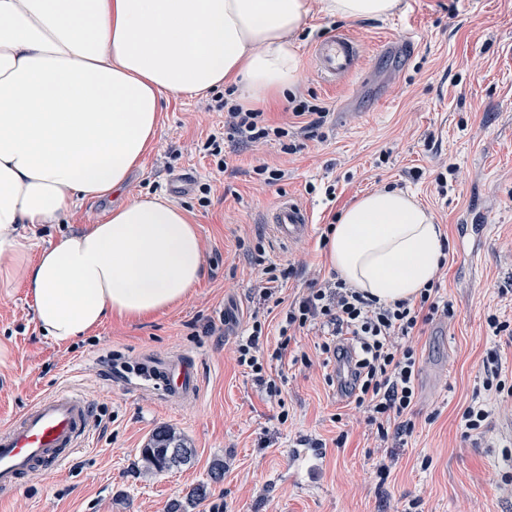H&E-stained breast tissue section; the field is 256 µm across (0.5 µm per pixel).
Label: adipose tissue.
Listing matches in <instances>:
<instances>
[{
	"instance_id": "adipose-tissue-1",
	"label": "adipose tissue",
	"mask_w": 512,
	"mask_h": 512,
	"mask_svg": "<svg viewBox=\"0 0 512 512\" xmlns=\"http://www.w3.org/2000/svg\"><path fill=\"white\" fill-rule=\"evenodd\" d=\"M321 4L358 20L391 15L399 0ZM311 12V0H0V286L23 272L47 336L67 343L109 316L178 303L200 281V239L187 211L149 194L32 261L20 228L60 223L75 199L123 188L165 98L291 90ZM445 247L427 209L382 190L341 213L327 255L350 286L389 304L418 296Z\"/></svg>"
}]
</instances>
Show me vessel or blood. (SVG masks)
<instances>
[{"label":"vessel or blood","instance_id":"b4317fda","mask_svg":"<svg viewBox=\"0 0 512 512\" xmlns=\"http://www.w3.org/2000/svg\"><path fill=\"white\" fill-rule=\"evenodd\" d=\"M363 46L347 34H335L318 42L314 60L320 76L340 81L355 73ZM271 222L280 238L306 239L312 230L306 208L283 199ZM145 374L172 399L194 397L198 385L195 361L188 356L168 358L146 367ZM92 407L80 395L61 391L36 399L12 424L0 428V494L20 488L37 470L60 468L91 434Z\"/></svg>","mask_w":512,"mask_h":512}]
</instances>
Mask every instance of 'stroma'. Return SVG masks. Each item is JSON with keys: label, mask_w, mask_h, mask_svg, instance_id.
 <instances>
[{"label": "stroma", "mask_w": 512, "mask_h": 512, "mask_svg": "<svg viewBox=\"0 0 512 512\" xmlns=\"http://www.w3.org/2000/svg\"><path fill=\"white\" fill-rule=\"evenodd\" d=\"M346 33L365 44L361 69L330 85L317 75L313 47ZM413 34L407 54L380 51L382 42ZM296 39L302 71L295 96L328 108L326 139L286 161L277 185L260 187L254 169L282 162L277 144L230 147L217 173L195 148L224 115L204 112L197 97L163 103L153 143L123 190L76 199L66 220L22 228L28 258L88 225L103 221L130 194H154L194 215L202 243V278L168 310L130 320L116 315L82 339L58 343L41 332L34 299L15 279L0 288V427L38 397L69 389L93 406L91 438L62 470L33 472L0 495V512H167L205 482L209 494L190 512H512V416L490 421L478 440L464 438L463 409L482 396V360L498 349L512 370V337L493 336L488 315L512 323V0H400L386 17L347 20L313 9ZM390 150L380 162L381 150ZM456 178L447 195L434 190L441 166ZM336 184L335 199L320 185ZM210 184L209 195L200 187ZM398 189L434 216L447 238L443 287L455 314L427 325L417 339L420 369L415 429L394 449L386 483L372 472L373 443L347 400L326 384L321 363L283 360V406L266 401L238 366L232 347L253 308L250 281L261 264H295L284 284L291 301L312 272L335 278L319 242L335 214L365 194ZM293 198L312 217L298 243L275 238L268 218ZM482 213L487 242L477 264L460 254V226ZM264 252H257L256 244ZM196 359L199 391L173 401L137 373L151 359ZM167 425L194 450L190 465L160 475L141 473L139 450ZM344 445H337L338 437ZM312 438L321 447L314 474L290 480L288 451ZM224 464L213 483L210 469Z\"/></svg>", "instance_id": "1"}]
</instances>
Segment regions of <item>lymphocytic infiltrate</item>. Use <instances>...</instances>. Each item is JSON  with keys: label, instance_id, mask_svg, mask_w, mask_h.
<instances>
[{"label": "lymphocytic infiltrate", "instance_id": "f902f5d3", "mask_svg": "<svg viewBox=\"0 0 512 512\" xmlns=\"http://www.w3.org/2000/svg\"><path fill=\"white\" fill-rule=\"evenodd\" d=\"M224 127L210 133L204 150L216 157L217 169H225L221 156L223 141L255 146L277 143L282 154L300 152L305 141L323 138L327 112L324 106L303 100L293 101L290 111L295 126L271 124L263 110L238 103L221 102ZM294 274L293 267L270 263L260 269L251 286L254 308L244 336L235 343L236 362L248 370L266 397L280 401L282 384L271 374L274 363L288 356V346L296 332L317 331L318 353L323 365H344L351 371L345 391L350 405L359 414L375 447L403 444L412 434L417 403L419 353L415 336L435 318L453 317L452 303L441 291L442 273L421 289L414 299L381 304L350 287L343 279L320 281L312 278L292 302L280 295L283 284ZM280 313L277 340H270L268 318ZM292 356V355H289ZM294 362L311 366L307 353L292 356ZM485 399L472 401L463 411L464 437L482 434L493 413L512 407V386L497 351H488L482 361Z\"/></svg>", "mask_w": 512, "mask_h": 512}]
</instances>
